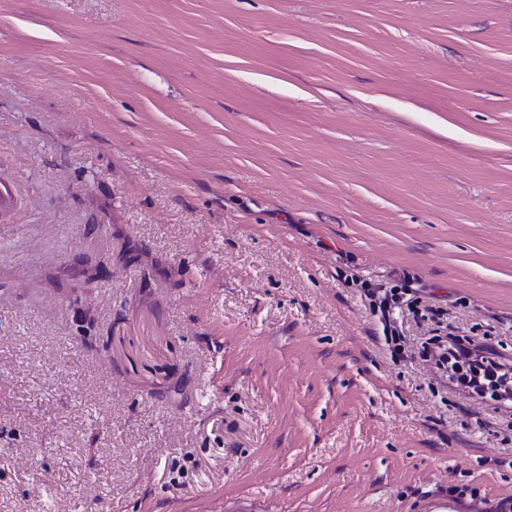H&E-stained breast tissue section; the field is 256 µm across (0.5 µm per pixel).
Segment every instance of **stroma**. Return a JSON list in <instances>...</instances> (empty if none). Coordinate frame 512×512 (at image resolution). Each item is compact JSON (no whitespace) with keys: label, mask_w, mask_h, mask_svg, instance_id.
<instances>
[{"label":"stroma","mask_w":512,"mask_h":512,"mask_svg":"<svg viewBox=\"0 0 512 512\" xmlns=\"http://www.w3.org/2000/svg\"><path fill=\"white\" fill-rule=\"evenodd\" d=\"M437 338L512 365V0H0V512H512Z\"/></svg>","instance_id":"obj_1"}]
</instances>
